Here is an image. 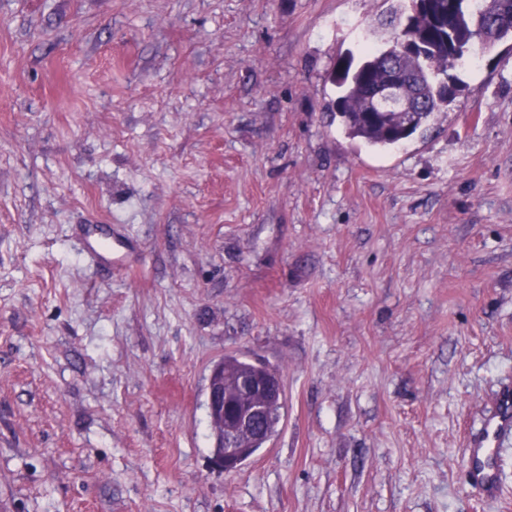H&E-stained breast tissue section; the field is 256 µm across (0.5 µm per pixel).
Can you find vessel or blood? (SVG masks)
I'll use <instances>...</instances> for the list:
<instances>
[{"instance_id": "obj_1", "label": "vessel or blood", "mask_w": 512, "mask_h": 512, "mask_svg": "<svg viewBox=\"0 0 512 512\" xmlns=\"http://www.w3.org/2000/svg\"><path fill=\"white\" fill-rule=\"evenodd\" d=\"M512 434V391L503 390L496 415L484 420L480 434L471 440L465 458L472 482L483 492L496 490L497 454L500 438Z\"/></svg>"}]
</instances>
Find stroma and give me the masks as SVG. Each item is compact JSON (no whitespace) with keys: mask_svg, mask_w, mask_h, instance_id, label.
<instances>
[{"mask_svg":"<svg viewBox=\"0 0 512 512\" xmlns=\"http://www.w3.org/2000/svg\"><path fill=\"white\" fill-rule=\"evenodd\" d=\"M390 0H0V512H512V40L376 150L326 112ZM87 224H124L127 272ZM284 407L212 463L207 385ZM249 365L231 390L224 386V361L214 367L209 377V417L222 445L214 450L213 462L224 471H236L253 455L257 445L262 447L268 442L270 411L284 400L280 372L265 363ZM512 434V392L505 388L500 395L496 415L484 420L481 433L471 440L465 458L472 482L484 493L496 490L497 454L500 438Z\"/></svg>","mask_w":512,"mask_h":512,"instance_id":"stroma-1","label":"stroma"}]
</instances>
